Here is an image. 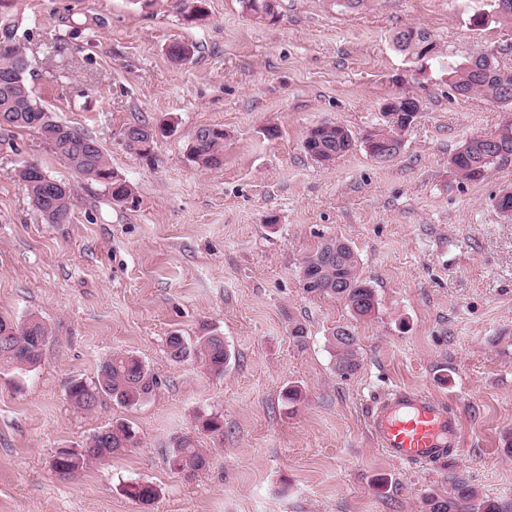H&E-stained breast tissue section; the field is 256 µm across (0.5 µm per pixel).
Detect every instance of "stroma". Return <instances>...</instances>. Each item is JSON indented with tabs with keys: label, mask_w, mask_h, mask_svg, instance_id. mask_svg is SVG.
Here are the masks:
<instances>
[{
	"label": "stroma",
	"mask_w": 512,
	"mask_h": 512,
	"mask_svg": "<svg viewBox=\"0 0 512 512\" xmlns=\"http://www.w3.org/2000/svg\"><path fill=\"white\" fill-rule=\"evenodd\" d=\"M489 2L369 0L351 11L277 0L272 21L239 0H206V19L188 23L173 0H14L36 99L99 142L131 195L113 200L35 133L0 129V316L35 315L51 330L38 368L0 375V512H427L426 496L453 476L512 503V214L496 206L512 191V158L479 181L449 163L465 140L512 120V104L459 96L448 80L479 50L512 67V27L470 23ZM407 26L431 34L434 59L395 48ZM176 41L195 48L182 65L168 55ZM396 96L421 111L399 155L379 161L364 138ZM163 119L174 131L152 161L125 148V127ZM325 122L353 141L328 167L303 147ZM204 126L224 129L221 167L184 156ZM29 161L72 185L70 223H47L32 205L14 175ZM328 237L353 248L378 299L372 317L303 290L301 262ZM343 325L360 360L346 377L329 346ZM207 329L232 353L220 377L167 354L172 332ZM115 351L148 365L155 394L74 407L68 381L94 378ZM291 383L303 399L289 409ZM399 389L458 414L456 455L410 467L377 447L369 412ZM211 411L224 420L214 440L195 428ZM116 420L134 427L137 447L74 477L51 468L58 448ZM178 436L206 450V472L170 470L163 450ZM135 480L157 487L152 505L125 494Z\"/></svg>",
	"instance_id": "1"
}]
</instances>
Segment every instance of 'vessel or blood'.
I'll use <instances>...</instances> for the list:
<instances>
[{
	"label": "vessel or blood",
	"instance_id": "obj_1",
	"mask_svg": "<svg viewBox=\"0 0 512 512\" xmlns=\"http://www.w3.org/2000/svg\"><path fill=\"white\" fill-rule=\"evenodd\" d=\"M369 429L377 445L405 465L439 462L461 445L462 427L455 412L411 390H397L372 408Z\"/></svg>",
	"mask_w": 512,
	"mask_h": 512
}]
</instances>
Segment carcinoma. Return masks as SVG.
Listing matches in <instances>:
<instances>
[{
	"label": "carcinoma",
	"mask_w": 512,
	"mask_h": 512,
	"mask_svg": "<svg viewBox=\"0 0 512 512\" xmlns=\"http://www.w3.org/2000/svg\"><path fill=\"white\" fill-rule=\"evenodd\" d=\"M242 7L252 13L277 17L276 0H240ZM19 18L7 10L0 11V115L7 117L6 126L21 130H34L40 114L51 111L35 98L27 80L28 63L20 58L14 37L19 35ZM450 80L462 88L461 96L481 95L494 101L498 95L497 83L480 72L469 71L461 64L451 69ZM61 129L60 138L53 154L66 163L83 179L104 185L115 200L126 199L130 187L112 170L99 144L89 134L56 121ZM152 129L147 123L130 125L124 132L133 140L125 142L128 150L142 157L151 155V149H142L139 135ZM205 136L191 140L186 146L187 159L199 166L218 168L224 160V129L202 127ZM506 153L485 159L475 151L457 152L453 155L454 168L461 178L478 181L485 177L496 161L512 156V142L505 144ZM25 184L35 208L49 214L50 224H67L72 219L74 192L71 185L48 175L37 162H29L16 170ZM336 239H325L318 248L308 254L301 263L306 267L315 258L324 259L322 269L302 282V288L311 294L336 298L347 306L355 318L375 314L378 301L374 289L358 272L356 255L347 248L337 259L327 257ZM10 323L14 335L9 342L0 344V373L6 371H32L42 360L43 349L49 338L47 324L31 316L21 322L0 317V326ZM336 373L345 377L360 366L356 350V337L342 327L333 329L330 342ZM169 358L175 363L193 360L209 373L221 375L231 359V352L224 344V337L210 331L189 340L178 332L168 336ZM158 387V380L147 365L136 355L115 352L103 359L96 377L92 380L77 378L70 381L66 394L77 407L87 411L95 409L100 400L108 397L123 406H137L151 397ZM197 430L215 438L224 433V421L218 413L197 415ZM138 444L135 432L124 422H115L97 431L84 450L74 452L68 458L52 462L53 469L62 476H75L93 461L112 458L113 455L134 448ZM170 469L189 477L209 468L207 456L192 437H181L164 449ZM126 494L133 500L148 506L157 497V490L149 482L136 481L128 486ZM428 512H507L504 506L489 497H482L467 482L454 479L446 495L426 496Z\"/></svg>",
	"instance_id": "cac0c4a2"
}]
</instances>
